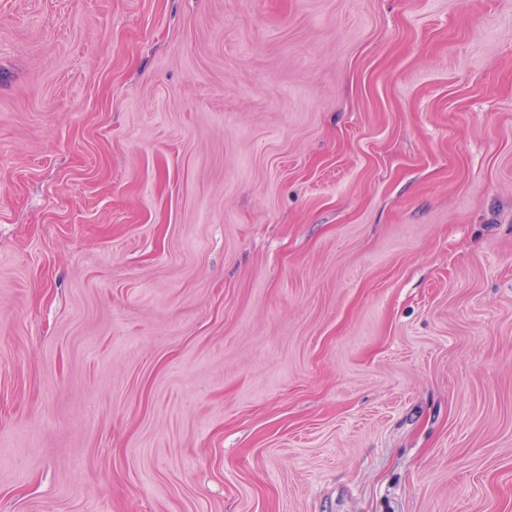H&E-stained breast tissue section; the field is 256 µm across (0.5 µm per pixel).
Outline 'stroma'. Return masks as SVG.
<instances>
[{
  "instance_id": "1",
  "label": "stroma",
  "mask_w": 512,
  "mask_h": 512,
  "mask_svg": "<svg viewBox=\"0 0 512 512\" xmlns=\"http://www.w3.org/2000/svg\"><path fill=\"white\" fill-rule=\"evenodd\" d=\"M0 512H512V0H0Z\"/></svg>"
}]
</instances>
